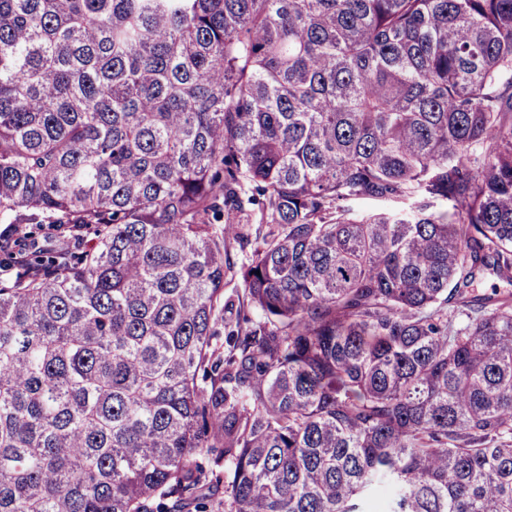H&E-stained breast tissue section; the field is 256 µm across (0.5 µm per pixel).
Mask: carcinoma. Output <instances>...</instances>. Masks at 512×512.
<instances>
[{
	"label": "carcinoma",
	"instance_id": "carcinoma-1",
	"mask_svg": "<svg viewBox=\"0 0 512 512\" xmlns=\"http://www.w3.org/2000/svg\"><path fill=\"white\" fill-rule=\"evenodd\" d=\"M0 272V512H512V0H0Z\"/></svg>",
	"mask_w": 512,
	"mask_h": 512
}]
</instances>
